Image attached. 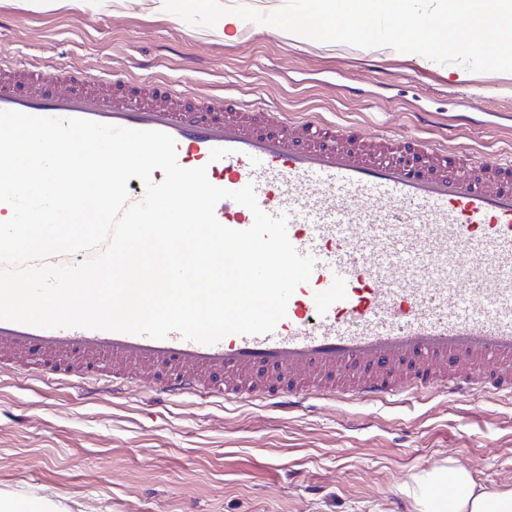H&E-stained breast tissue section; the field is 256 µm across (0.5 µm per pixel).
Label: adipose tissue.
<instances>
[{"mask_svg": "<svg viewBox=\"0 0 512 512\" xmlns=\"http://www.w3.org/2000/svg\"><path fill=\"white\" fill-rule=\"evenodd\" d=\"M414 498L420 512H436L437 488H445L452 512H512V490L495 491L477 487L462 468H438L415 479Z\"/></svg>", "mask_w": 512, "mask_h": 512, "instance_id": "adipose-tissue-1", "label": "adipose tissue"}]
</instances>
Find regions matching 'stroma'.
Masks as SVG:
<instances>
[{"label": "stroma", "instance_id": "stroma-1", "mask_svg": "<svg viewBox=\"0 0 512 512\" xmlns=\"http://www.w3.org/2000/svg\"><path fill=\"white\" fill-rule=\"evenodd\" d=\"M1 58L164 78L367 136L431 139L415 113H470L459 143L512 155V73L246 21L195 27L165 0H0ZM448 465L485 489L512 488V395L408 392L285 413L147 388L81 391L0 362V494L67 512H417L414 476Z\"/></svg>", "mask_w": 512, "mask_h": 512}]
</instances>
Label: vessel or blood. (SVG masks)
<instances>
[{"label": "vessel or blood", "mask_w": 512, "mask_h": 512, "mask_svg": "<svg viewBox=\"0 0 512 512\" xmlns=\"http://www.w3.org/2000/svg\"><path fill=\"white\" fill-rule=\"evenodd\" d=\"M0 110L159 131L182 167L215 186H253L260 209L286 216L291 244L313 258L287 314L268 334L202 344L173 332L41 328L0 320V359L28 370L36 353L80 386L98 370L112 393L129 376L179 398L275 407L347 396L386 401L405 386L512 394V158L442 140L366 139L317 113H281L163 80L0 63ZM215 217L251 227L245 206Z\"/></svg>", "instance_id": "obj_1"}]
</instances>
